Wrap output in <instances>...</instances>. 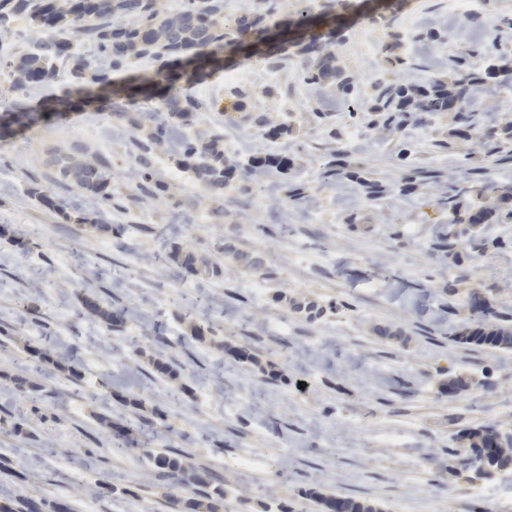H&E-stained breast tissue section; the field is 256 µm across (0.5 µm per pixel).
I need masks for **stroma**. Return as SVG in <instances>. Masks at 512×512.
<instances>
[{
  "label": "stroma",
  "mask_w": 512,
  "mask_h": 512,
  "mask_svg": "<svg viewBox=\"0 0 512 512\" xmlns=\"http://www.w3.org/2000/svg\"><path fill=\"white\" fill-rule=\"evenodd\" d=\"M510 16L512 0H482L464 19L456 0H406L390 23L357 25L333 50L369 96L381 78L444 74L450 50L484 46ZM405 27L441 28L447 40L417 38L411 67L387 72L389 34ZM57 68V82L23 90L0 74V105L62 94L68 66ZM239 70L240 79L216 75L196 87L212 109L195 132L220 135L240 161L286 156L294 167L236 178L218 197L160 150L149 172L165 191L145 195L128 176L135 133L107 112L0 139V505L18 512L33 498L45 512H178L220 484L218 512H317L313 490L383 512H471V483L448 450L463 430L512 433V351L453 336L475 292L512 323V222L449 223L429 186L400 192L397 153L408 143L410 163L460 181L479 160L490 179L512 182V161L486 156L478 136H453L448 112L379 134L375 113L352 114L334 93L304 85L296 60L255 59ZM235 88L248 106L228 122ZM497 100L512 102V75L476 101L484 127L512 124V112L493 110ZM316 108L325 120L313 118ZM261 116L292 125L293 135L267 137ZM84 147L109 159L113 199L57 183L56 154ZM339 150L360 179L382 185L378 199L360 180L322 181ZM290 182L307 201L287 198ZM78 211L99 212L103 229L75 223ZM441 236L453 256L437 249ZM176 243L207 257L210 270L193 275L173 262ZM239 252L254 254L259 270L242 267ZM106 310L126 317L109 323ZM456 378L467 386L449 392ZM117 426L138 451L114 438ZM164 448L202 484L154 470L147 454ZM242 448L267 467L240 468Z\"/></svg>",
  "instance_id": "35a3bbf8"
}]
</instances>
